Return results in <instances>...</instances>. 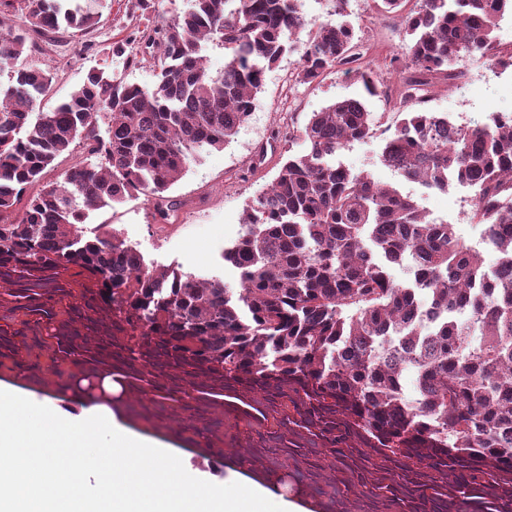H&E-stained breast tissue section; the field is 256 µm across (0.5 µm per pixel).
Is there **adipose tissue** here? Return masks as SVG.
I'll return each mask as SVG.
<instances>
[{"label":"adipose tissue","mask_w":512,"mask_h":512,"mask_svg":"<svg viewBox=\"0 0 512 512\" xmlns=\"http://www.w3.org/2000/svg\"><path fill=\"white\" fill-rule=\"evenodd\" d=\"M81 375L53 383L35 405L23 388H0V512L38 490L40 512L60 499L80 512H264L268 491L257 483L216 479L123 426L124 387L104 379L116 404L94 401Z\"/></svg>","instance_id":"obj_1"}]
</instances>
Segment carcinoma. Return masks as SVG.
Returning a JSON list of instances; mask_svg holds the SVG:
<instances>
[{
    "instance_id": "cac0c4a2",
    "label": "carcinoma",
    "mask_w": 512,
    "mask_h": 512,
    "mask_svg": "<svg viewBox=\"0 0 512 512\" xmlns=\"http://www.w3.org/2000/svg\"><path fill=\"white\" fill-rule=\"evenodd\" d=\"M374 2L399 18L405 59L380 161L426 189L473 188L470 221L497 267L398 186L337 160L378 132L355 98L288 131V156L224 247L237 287L148 263L114 230L86 236L90 212L139 195L168 216L164 193L234 140L266 70L296 53L295 80L313 83L358 61L354 24L309 23L302 0H191L113 47L129 67L153 59L156 83L93 70L44 111L53 75L39 55L95 27L101 0H0V370L46 348L43 374L58 375L91 329L89 389L104 370L147 385L154 406L197 414L210 449L225 419L261 427L264 474L317 512H512V119L459 129L422 107L467 59L512 66L495 36L512 0H419L406 14L403 0ZM209 43L224 48L220 71ZM78 145L91 160L26 195Z\"/></svg>"
}]
</instances>
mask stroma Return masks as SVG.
<instances>
[{
  "label": "stroma",
  "mask_w": 512,
  "mask_h": 512,
  "mask_svg": "<svg viewBox=\"0 0 512 512\" xmlns=\"http://www.w3.org/2000/svg\"><path fill=\"white\" fill-rule=\"evenodd\" d=\"M348 12L363 53L360 67L373 70L384 86L396 87L398 75L390 65L400 43L395 21L379 14L374 0H349ZM129 26L127 0H106L99 24L85 36L88 50L70 41L42 56L43 68L54 76L52 91L42 102L43 110L67 98L93 68L119 73L131 83L153 84L155 76L149 65L125 68L123 58L111 52L114 42L127 37ZM295 61V56H284L267 71L252 115L230 146L206 155L170 187L168 197L176 204L170 216L161 217L141 196L113 209L93 211L86 222L88 233L102 227L116 230L145 259L234 284V275L225 269L221 254L225 245L239 235L246 201L277 174L286 144L275 139V132L303 125L310 112L341 98L364 100L368 111L384 126L392 124L390 105L384 98L367 96L355 74L335 69L319 82L302 84L294 80ZM463 68L465 76L456 87H448L443 81L434 84L429 102L432 111L470 125L485 122L499 112H512V67H498L488 59L477 58L467 60ZM380 147L377 139L356 142L344 149L340 158L350 169L370 171L377 182L397 183V175L377 160ZM403 190L418 198L432 215L455 224L457 234L466 243L479 245L485 266L493 265L496 252L480 245V225L461 216L464 188L428 192L407 183ZM160 418L168 428L150 431V438L171 447L177 455L198 460L203 436H193L189 441L181 437L182 430L195 424L190 412L171 408Z\"/></svg>",
  "instance_id": "obj_1"
}]
</instances>
